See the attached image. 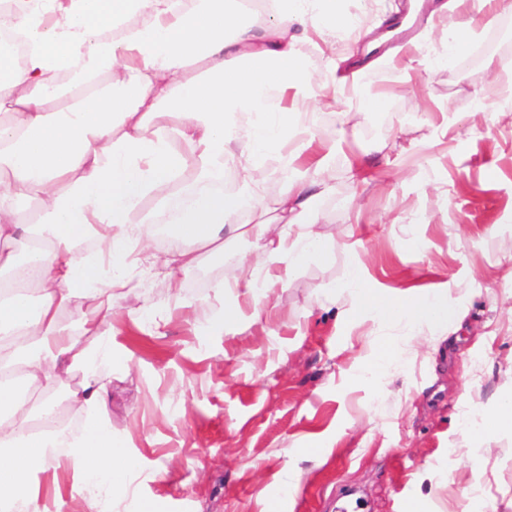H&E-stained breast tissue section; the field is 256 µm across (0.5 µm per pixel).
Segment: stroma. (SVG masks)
I'll return each instance as SVG.
<instances>
[{"mask_svg": "<svg viewBox=\"0 0 512 512\" xmlns=\"http://www.w3.org/2000/svg\"><path fill=\"white\" fill-rule=\"evenodd\" d=\"M455 12L419 32L427 61L409 75L362 51L340 63L384 110L364 112L340 95L332 110H300L318 137L342 138L323 166L332 185L317 201L320 230L337 242L330 260L280 269L261 319L212 285L255 259L251 240L197 249L195 267L172 293L145 274L139 297L112 307V436L138 476L112 512H336L349 490L363 512H512V428L472 446L462 413H491L512 394V17L484 27L450 62L441 41ZM489 88L487 115L478 93ZM363 164L366 180L350 168ZM386 292L450 289L467 308L464 328L435 347L432 334L396 336L398 355L375 377L363 365L381 341L345 284L351 265ZM170 306L166 324L141 322L142 302ZM223 312V325L211 318ZM326 452L322 464L304 456ZM300 485L284 493L289 469ZM71 472L38 476L49 512H82Z\"/></svg>", "mask_w": 512, "mask_h": 512, "instance_id": "obj_1", "label": "stroma"}]
</instances>
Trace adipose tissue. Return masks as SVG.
<instances>
[{
  "label": "adipose tissue",
  "instance_id": "adipose-tissue-1",
  "mask_svg": "<svg viewBox=\"0 0 512 512\" xmlns=\"http://www.w3.org/2000/svg\"><path fill=\"white\" fill-rule=\"evenodd\" d=\"M0 15L27 45L22 60L0 52V272L35 287L0 293V512H41L37 477L71 467L89 512H108L133 468L122 461L107 417L116 293L137 294L150 249L141 211L152 198L176 226L159 263L171 288L195 262V247L249 237L257 261H242L216 296L241 290L255 312L270 301L261 271L333 253L315 204L330 193L320 165L303 160L315 141L298 120L301 98L336 103L335 58L309 65L307 44L359 42L344 0H13ZM460 15L445 39L453 58L476 36L477 19L512 16V0H454ZM278 157L287 188L279 226L244 221L243 207L217 185L225 161L260 188ZM195 179L173 207L181 172ZM41 249L17 263L13 247ZM361 311L408 335L421 326L460 329L465 313L449 289L390 296L349 272ZM69 312L73 329L60 324ZM85 375L68 386L76 369ZM66 390L75 426L55 422Z\"/></svg>",
  "mask_w": 512,
  "mask_h": 512
}]
</instances>
